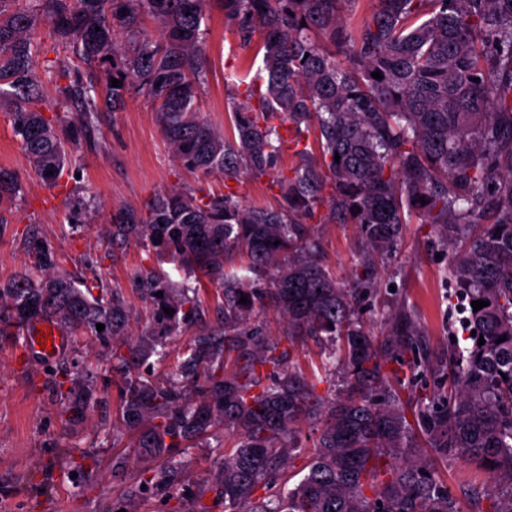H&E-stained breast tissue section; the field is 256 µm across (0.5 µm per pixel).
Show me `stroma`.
I'll use <instances>...</instances> for the list:
<instances>
[{"mask_svg":"<svg viewBox=\"0 0 512 512\" xmlns=\"http://www.w3.org/2000/svg\"><path fill=\"white\" fill-rule=\"evenodd\" d=\"M204 66L207 76L202 115L212 124L229 127L226 95L231 83L248 69L259 68L254 47H243L218 0H212ZM102 144L74 151L72 167L59 186L45 185L30 168L15 139L11 122L0 108V167L16 171L24 193L0 224V285L30 266L32 236L46 241L57 257V268L89 281L121 285L130 311L129 331L150 330L152 308L128 280L136 267L173 272L168 258L132 243L119 251L104 246L107 223L74 224L77 202L95 201L102 213L120 205L140 206L155 194L193 178L175 164L163 140L155 112L137 95L123 110L99 116ZM319 259L340 280H349L357 237L348 224H316ZM450 258L436 243L430 225L411 220L397 259L387 264L373 289L362 300L365 318L381 330V313L405 306L415 312L431 354L453 346L458 317L445 269ZM65 360L93 373L100 403L74 423H64L61 406L50 393L56 363L32 359L23 336L0 335V512H112L125 507L127 493L139 488L136 512H209L210 488L217 463L237 441L220 431L181 454V485H151L162 459H142L133 446L119 407L124 374L92 336L75 337ZM121 468H113L115 459ZM434 477L453 495L458 512H493L483 490L488 473L471 462L433 458Z\"/></svg>","mask_w":512,"mask_h":512,"instance_id":"1","label":"stroma"}]
</instances>
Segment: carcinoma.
<instances>
[{"label": "carcinoma", "instance_id": "carcinoma-1", "mask_svg": "<svg viewBox=\"0 0 512 512\" xmlns=\"http://www.w3.org/2000/svg\"><path fill=\"white\" fill-rule=\"evenodd\" d=\"M219 2L242 44L259 35L266 73L247 83L246 103L229 98L230 137L201 115L210 0H0V103L10 104L14 134L43 181L58 185L74 148L97 144L98 114L136 93L197 182L270 176L280 189L277 208L248 205L231 190L173 187L143 209L110 214L112 248L134 241L185 271L180 282L144 267L133 273L154 324L127 353L111 349L120 367L164 356L166 338L197 320L192 276L222 297L221 321L196 332L164 381L126 373L120 407L136 447L169 455L155 484L181 477L174 450L224 427L239 433L213 483L224 512H457L427 459L412 454L422 446L501 477L487 495L494 512H512V0ZM366 4L353 35L343 7ZM42 21L86 66L48 61L46 71L68 80L59 87L63 115L52 118L36 107L44 80L32 32ZM114 78L122 85L111 86ZM290 140L287 175L279 162ZM22 191L18 175L0 168L1 224L3 203ZM322 205L357 226L348 284L318 259L307 222L322 221ZM490 212L495 222L479 224ZM414 216L444 247H462L446 276L465 302L464 345L435 363L419 353L423 331L410 309L389 312L380 336L361 308ZM31 256L33 266L0 287V333L48 321L106 344L128 335L120 286L93 294L76 274L55 271V253L37 237ZM478 300L487 306L475 312ZM270 307L288 335L320 345L339 390L318 394L293 365L291 350L257 321ZM408 352L412 371L449 380L448 391L416 402L414 425L395 388ZM55 376L68 421L97 404L92 375L62 366ZM304 420L318 423L316 451L287 490L275 474L292 460Z\"/></svg>", "mask_w": 512, "mask_h": 512}]
</instances>
